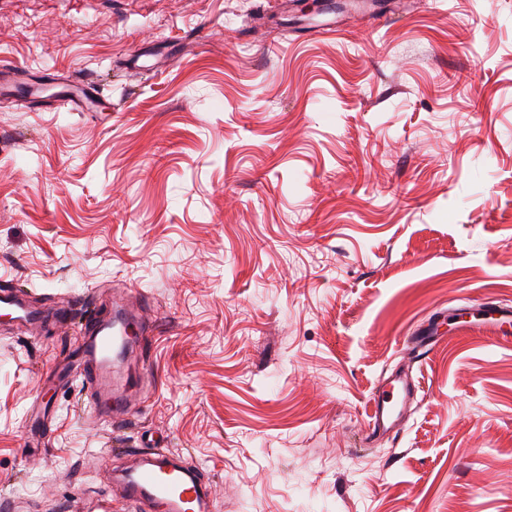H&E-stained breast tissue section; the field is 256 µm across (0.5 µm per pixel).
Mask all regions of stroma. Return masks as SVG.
Wrapping results in <instances>:
<instances>
[{
    "label": "stroma",
    "mask_w": 512,
    "mask_h": 512,
    "mask_svg": "<svg viewBox=\"0 0 512 512\" xmlns=\"http://www.w3.org/2000/svg\"><path fill=\"white\" fill-rule=\"evenodd\" d=\"M0 0V512H93L151 440L213 512H512V336L441 325L396 437L362 428L434 312L512 306V0ZM99 109L57 108L74 75ZM151 332L120 425L83 311ZM0 311L14 315V319L25 323L33 322L36 318L35 312L27 307L23 295L16 289H0Z\"/></svg>",
    "instance_id": "1"
}]
</instances>
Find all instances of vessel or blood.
I'll list each match as a JSON object with an SVG mask.
<instances>
[{
    "mask_svg": "<svg viewBox=\"0 0 512 512\" xmlns=\"http://www.w3.org/2000/svg\"><path fill=\"white\" fill-rule=\"evenodd\" d=\"M0 311L25 323L36 318L23 295L15 289H0ZM468 313L472 324L487 327L495 336L512 322L510 306L474 305L469 307ZM85 321L81 383L88 393L91 415L109 423L124 418L131 407L125 392L127 381L118 367V360L132 349L134 339L147 335L148 329L141 313L124 305L119 306L112 320L105 322L90 314ZM437 331V322H429L404 337L402 350L413 354L429 353ZM413 396L414 389L406 375L394 373L382 379L370 399L365 429L373 435L394 432L407 402ZM122 481L125 494L121 506L124 512H143L147 506L156 508L157 512H206L208 508V484L202 482L196 473L166 465L159 453L140 468L125 473Z\"/></svg>",
    "mask_w": 512,
    "mask_h": 512,
    "instance_id": "b4317fda",
    "label": "vessel or blood"
}]
</instances>
